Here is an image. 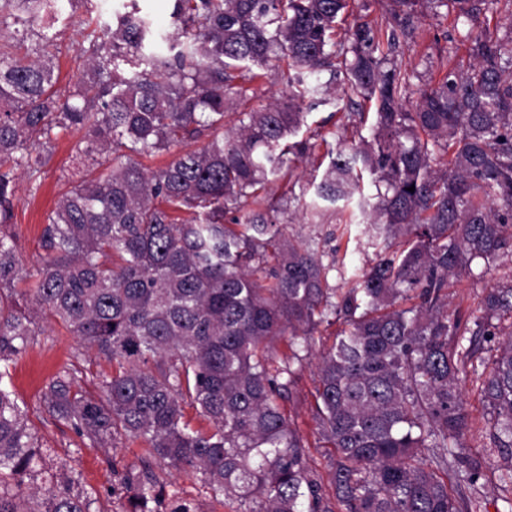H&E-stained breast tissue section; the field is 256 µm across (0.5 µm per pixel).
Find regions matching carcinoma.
<instances>
[{
  "instance_id": "carcinoma-1",
  "label": "carcinoma",
  "mask_w": 512,
  "mask_h": 512,
  "mask_svg": "<svg viewBox=\"0 0 512 512\" xmlns=\"http://www.w3.org/2000/svg\"><path fill=\"white\" fill-rule=\"evenodd\" d=\"M422 1L464 20L472 62L414 90L387 53L413 50ZM501 1L512 17V0H391L385 23L348 27L344 48L351 0H174L171 33L130 0L88 36L85 74L63 97L52 50L84 0H0V512L93 504L53 475L19 491L41 456L3 379L40 316L112 363L92 391L63 364L42 392L48 411L94 443L139 441L147 458L201 475L230 512H480L466 494L482 465L465 445L461 389L480 364L499 481L512 487V331L489 362L476 357L479 337L512 319V282L484 289L471 322L448 311L451 280L474 260L512 259V25L481 19ZM272 65L288 100L254 109L252 83ZM340 75L374 108L372 138L329 151L303 215L319 224L318 201L354 200L381 249L338 292L336 260L283 231L291 197L269 184L310 162L290 141L301 104L328 101ZM73 131L76 157L111 164L57 200L46 255L24 275L7 231L17 181L37 180ZM202 138L154 171L139 161ZM331 316L343 328L319 355L313 410L333 449L327 493L283 401ZM127 485L129 512H155L148 468Z\"/></svg>"
}]
</instances>
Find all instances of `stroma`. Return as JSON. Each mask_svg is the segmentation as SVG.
Returning <instances> with one entry per match:
<instances>
[{"label":"stroma","instance_id":"35a3bbf8","mask_svg":"<svg viewBox=\"0 0 512 512\" xmlns=\"http://www.w3.org/2000/svg\"><path fill=\"white\" fill-rule=\"evenodd\" d=\"M123 2L92 0L91 6L78 7L59 43L60 88L71 87L82 76L78 58L85 43L89 20L93 15H106L121 8ZM403 62L417 68L423 77L437 78L451 66L467 69L469 56L466 44L454 29L452 18L434 15L423 8L417 22L415 53L404 57ZM354 100L346 81L340 80L330 103L308 108L298 137L309 142L313 158L323 159L327 150L335 147L341 134L339 116L354 111ZM78 139L75 133L58 138L41 178L32 181L23 177L17 183L14 222L10 231L14 236L16 254L27 271H35L40 265L44 253L41 233L47 215L58 198L77 185L88 170L87 164L74 156ZM351 215L348 208L341 211L331 209L325 223L297 222L288 227L289 234L315 237L321 251L335 255L336 269L331 274L330 283L336 288L349 287L352 279L375 260V250L362 235L360 227L347 225L346 220ZM509 281H512V263L507 261L497 263L481 280L460 276L452 280L448 290L450 308L465 318L479 316L484 288ZM335 334V326L319 327L314 335V353L304 360L296 376L293 394L285 404L292 422L308 442L310 465L321 476L326 475L327 467L325 450L318 440L312 419L315 365L317 353L332 345ZM71 361L90 368L98 375L112 371L108 361L97 357L79 339L60 331L53 321H40L33 343L10 368L12 389L19 405L27 411L28 423L38 443L51 451L50 457L43 462L44 468L57 476L72 479L79 490L87 492L94 500L93 512H127L129 493L126 476L142 467L144 452L141 445L120 439L115 447H100L52 417L41 401L42 392L58 367ZM462 396L468 415L469 453L484 465V476L474 494L481 501L484 512H501L504 498L512 496V488L501 485L497 480L501 459L490 448L487 425L491 411L482 399L477 375H468L462 384ZM152 471L162 493V512H170L177 504L189 507L191 512H226L199 474L179 472L160 461L153 462Z\"/></svg>","mask_w":512,"mask_h":512}]
</instances>
